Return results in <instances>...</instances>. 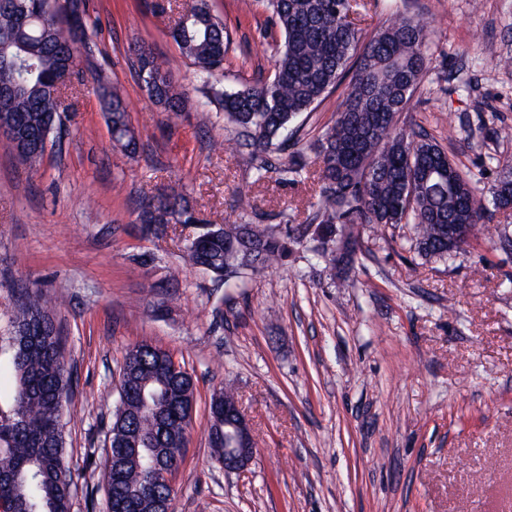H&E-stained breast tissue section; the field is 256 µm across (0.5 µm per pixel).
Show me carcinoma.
<instances>
[{"instance_id": "cac0c4a2", "label": "carcinoma", "mask_w": 512, "mask_h": 512, "mask_svg": "<svg viewBox=\"0 0 512 512\" xmlns=\"http://www.w3.org/2000/svg\"><path fill=\"white\" fill-rule=\"evenodd\" d=\"M279 28L283 43L272 54L273 75L221 93L224 118L234 126L236 144L251 148L261 180L281 165L280 155L296 147L291 125L351 71L350 89L336 119L320 137L321 162L315 171L322 236L354 238L355 224H409L418 252L443 258L448 225L482 232L487 209L476 186L437 142L414 128L397 127L428 64L429 29L414 17L397 15L365 38L350 19L357 0H262ZM70 0H0V56L12 60L4 78L14 94L3 111L19 121L24 137L12 143L22 165L40 164L46 141L59 134L60 79L80 75L87 28L68 18ZM170 35L198 69L212 75L223 69L230 47L224 21L209 0H194L171 27ZM136 73L153 103L178 112L183 90L166 65L142 44L135 49ZM101 98L112 140L136 154L137 138L125 100L102 89ZM494 206H512V171L502 172L492 188ZM137 220L147 234L156 224H195L206 257L204 271L220 281L280 264L288 256V236L268 224L242 229L248 239L237 255L224 252V235L237 229L204 223L183 187L174 185L146 196ZM9 363L14 376L12 408L0 413V500L13 512H70V473L63 462V416L70 387L60 332L46 310L38 287L22 289L11 320ZM134 362L122 374L128 401L146 394L159 412L141 414L127 406L114 415L119 447L137 448V459L116 468L104 461L102 482L107 512H153L154 497L166 490L152 483L159 457L179 459L185 447L184 419L194 394L185 368L171 370V356L147 344L128 351ZM213 393L212 424L222 422L224 397Z\"/></svg>"}]
</instances>
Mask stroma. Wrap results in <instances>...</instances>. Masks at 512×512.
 Wrapping results in <instances>:
<instances>
[{
  "mask_svg": "<svg viewBox=\"0 0 512 512\" xmlns=\"http://www.w3.org/2000/svg\"><path fill=\"white\" fill-rule=\"evenodd\" d=\"M374 32L394 14L430 27V62L399 125L424 130L489 196L512 161V0H363ZM90 67L37 172L0 136V347L20 288H41L64 339L63 414L70 512H106V433L127 351L165 350L194 381L187 444L171 477L175 512H512V253L493 245L494 212L464 250L419 256L409 225H356L338 266L312 250L318 140L346 97L342 81L296 121L306 168L256 180L219 92L271 75L260 0H210L228 27L222 71L203 79L151 0H86ZM148 43L187 96L152 104L131 46ZM248 55H241V48ZM130 109L136 155L113 144L99 86ZM489 111L475 112L474 98ZM212 224H272L292 238L283 264L222 283L192 267L191 224L143 235L135 204L169 183ZM252 210L242 211L240 196ZM177 267V285L165 280ZM233 387L254 456L226 472L208 432L210 400Z\"/></svg>",
  "mask_w": 512,
  "mask_h": 512,
  "instance_id": "obj_1",
  "label": "stroma"
}]
</instances>
